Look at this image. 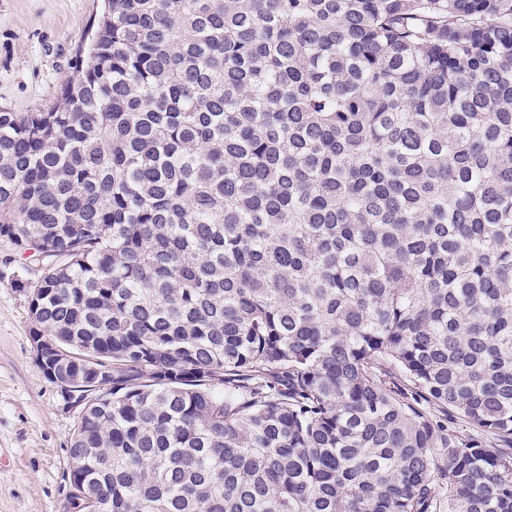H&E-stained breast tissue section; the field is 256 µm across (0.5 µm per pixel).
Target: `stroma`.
I'll return each instance as SVG.
<instances>
[{
    "label": "stroma",
    "instance_id": "stroma-1",
    "mask_svg": "<svg viewBox=\"0 0 512 512\" xmlns=\"http://www.w3.org/2000/svg\"><path fill=\"white\" fill-rule=\"evenodd\" d=\"M101 0H0V105H57L81 33ZM42 263L0 238V512H65L68 448L77 424L59 387L33 362L28 293Z\"/></svg>",
    "mask_w": 512,
    "mask_h": 512
}]
</instances>
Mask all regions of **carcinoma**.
<instances>
[{
    "instance_id": "cac0c4a2",
    "label": "carcinoma",
    "mask_w": 512,
    "mask_h": 512,
    "mask_svg": "<svg viewBox=\"0 0 512 512\" xmlns=\"http://www.w3.org/2000/svg\"><path fill=\"white\" fill-rule=\"evenodd\" d=\"M89 34L54 109L0 106L82 512H512V0H105Z\"/></svg>"
}]
</instances>
